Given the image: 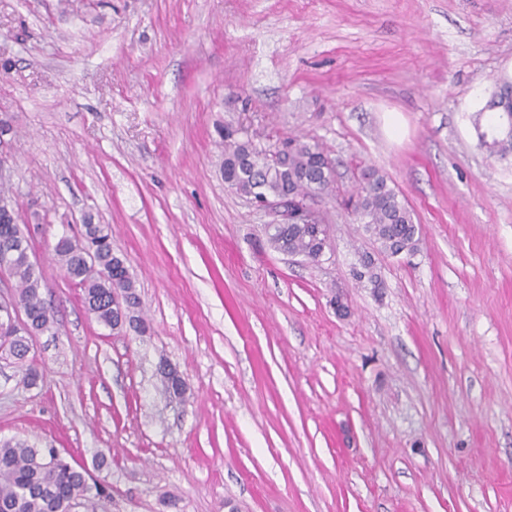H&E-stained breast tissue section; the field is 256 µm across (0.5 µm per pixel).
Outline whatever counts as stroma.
Returning a JSON list of instances; mask_svg holds the SVG:
<instances>
[{
	"instance_id": "1",
	"label": "stroma",
	"mask_w": 512,
	"mask_h": 512,
	"mask_svg": "<svg viewBox=\"0 0 512 512\" xmlns=\"http://www.w3.org/2000/svg\"><path fill=\"white\" fill-rule=\"evenodd\" d=\"M506 84L512 0H0V184L57 315L38 385L0 360V440L110 486L72 512H512V151L478 139ZM226 125L327 150L319 262L225 183ZM368 167L415 254L346 208ZM88 218L146 332L56 264Z\"/></svg>"
}]
</instances>
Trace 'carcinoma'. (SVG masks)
<instances>
[{
	"label": "carcinoma",
	"instance_id": "carcinoma-1",
	"mask_svg": "<svg viewBox=\"0 0 512 512\" xmlns=\"http://www.w3.org/2000/svg\"><path fill=\"white\" fill-rule=\"evenodd\" d=\"M494 153L512 146V134L501 138L495 128L480 141ZM224 180L247 196L273 200L306 198L329 188L332 164L316 142L292 138L273 151L256 145L239 131L224 136ZM354 214L381 247L392 255L413 254L418 249L421 227L412 210L376 170L364 174L360 189L350 198ZM13 196L0 189V274L13 281L9 303L16 314L43 333L55 323L53 309L41 297L42 275L29 258L30 239L18 224ZM81 238L61 236L54 252L60 268L82 289L87 312L111 329L124 325L138 328L141 299L123 259L112 252L111 236L104 224L87 219ZM270 246L279 252L319 261L329 232L324 224H271L266 231ZM0 358L16 364L22 381L34 384L40 376L36 360L27 356L22 340L6 339L0 332ZM86 467L67 460L48 448L26 442H0V512H67L72 495H101L108 487L88 483Z\"/></svg>",
	"mask_w": 512,
	"mask_h": 512
}]
</instances>
